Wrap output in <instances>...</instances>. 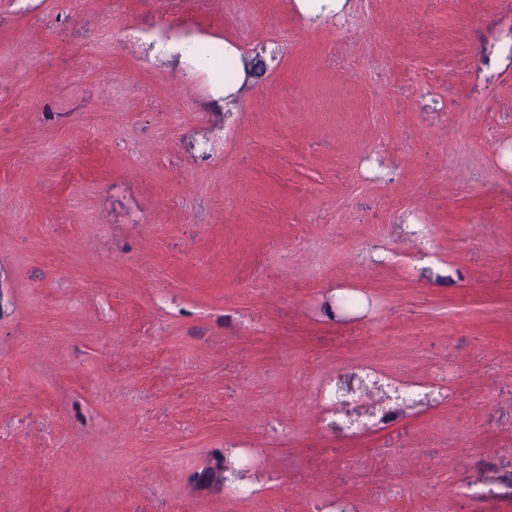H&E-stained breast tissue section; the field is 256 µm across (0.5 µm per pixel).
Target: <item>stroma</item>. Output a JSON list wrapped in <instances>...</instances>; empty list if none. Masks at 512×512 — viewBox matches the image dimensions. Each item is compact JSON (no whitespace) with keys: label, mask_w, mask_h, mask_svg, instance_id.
<instances>
[{"label":"stroma","mask_w":512,"mask_h":512,"mask_svg":"<svg viewBox=\"0 0 512 512\" xmlns=\"http://www.w3.org/2000/svg\"><path fill=\"white\" fill-rule=\"evenodd\" d=\"M511 44L512 0H0V512H512ZM362 368L429 397L345 429ZM244 65L235 49H226L224 45V94L234 90L243 75Z\"/></svg>","instance_id":"1"}]
</instances>
